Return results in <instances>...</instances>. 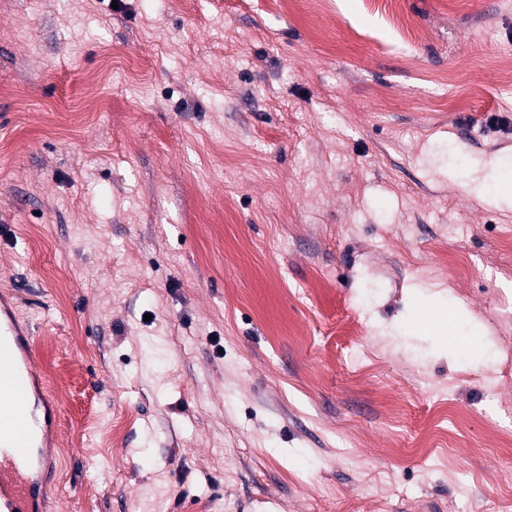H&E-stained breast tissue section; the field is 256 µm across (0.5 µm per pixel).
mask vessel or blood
<instances>
[{"mask_svg": "<svg viewBox=\"0 0 512 512\" xmlns=\"http://www.w3.org/2000/svg\"><path fill=\"white\" fill-rule=\"evenodd\" d=\"M35 332L0 296V512H44L48 435L58 403L35 364Z\"/></svg>", "mask_w": 512, "mask_h": 512, "instance_id": "vessel-or-blood-1", "label": "vessel or blood"}]
</instances>
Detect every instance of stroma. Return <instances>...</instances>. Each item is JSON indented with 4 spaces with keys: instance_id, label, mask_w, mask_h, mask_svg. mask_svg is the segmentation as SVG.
Here are the masks:
<instances>
[{
    "instance_id": "obj_1",
    "label": "stroma",
    "mask_w": 512,
    "mask_h": 512,
    "mask_svg": "<svg viewBox=\"0 0 512 512\" xmlns=\"http://www.w3.org/2000/svg\"><path fill=\"white\" fill-rule=\"evenodd\" d=\"M0 0V290L67 512H512V0ZM368 355L355 362L344 330Z\"/></svg>"
}]
</instances>
